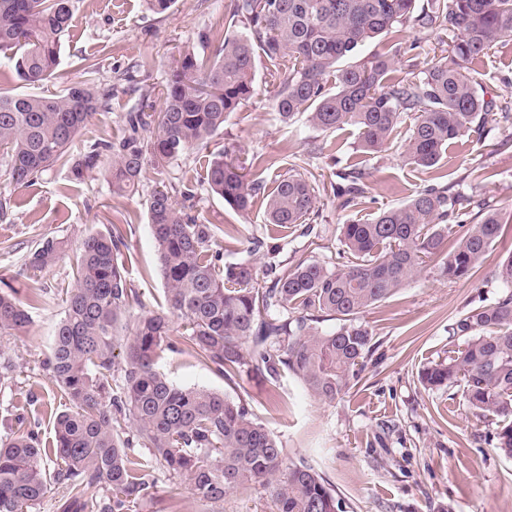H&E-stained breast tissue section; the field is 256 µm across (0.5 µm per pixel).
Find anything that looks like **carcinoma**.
<instances>
[{
  "instance_id": "cac0c4a2",
  "label": "carcinoma",
  "mask_w": 512,
  "mask_h": 512,
  "mask_svg": "<svg viewBox=\"0 0 512 512\" xmlns=\"http://www.w3.org/2000/svg\"><path fill=\"white\" fill-rule=\"evenodd\" d=\"M234 0L224 34L210 58L182 49L153 111L152 91L125 116L127 133L73 152L76 136L95 117L109 91L87 79L58 94L13 95L0 91V162L16 185L32 182L53 166L77 179L100 172L110 157L112 192L138 191L143 171L166 166L209 149L229 116L254 92L256 56L277 65L286 58L273 105L282 121L306 115L314 128H357L367 155L404 138L405 161L419 169L436 166L448 146L465 133L485 128L488 117L508 107L485 98L470 65L496 43L512 38V0ZM75 0H0V55L18 78L42 85L58 65ZM409 24L440 31L445 55L421 74L395 80V59L374 54L343 68L339 62L386 33ZM336 72V91L324 77ZM412 122L401 130L403 117ZM149 133L144 137L141 132ZM292 163L269 191L248 180L245 167L212 155L208 190L237 212L261 195L269 223L304 224L320 203L319 188ZM364 173L342 177L333 187L343 205L355 204ZM194 191L174 183L156 187L147 199L148 224L165 284L166 309L127 323L140 303L130 288L117 225L85 238L66 288L64 316L45 361L70 403L53 417L54 438L42 444L33 428L0 445V512H27L48 490L67 492L62 512H134L154 495L148 462L116 430L118 417L132 420L138 443L172 477L188 481L201 500L217 504L239 487L268 489L275 512H344L336 492L305 460H287L280 442L257 424L245 405L203 387L178 385L160 373L158 352L190 347L226 379L251 362L274 381L297 377L314 395L333 401L357 376L372 337L355 324L364 309L408 285L425 259L435 255L465 198L431 185L406 204L341 227L347 262L331 270L298 259L292 266L271 261L269 281H259L248 263L216 272L214 250L221 229L185 213ZM486 211L469 224L448 254L443 273L468 278L500 237V214ZM66 241L44 237L21 272L53 266ZM498 277L511 289L495 305L472 309L455 334L464 348L421 370L430 387H463L472 410L499 418L497 448L512 457V253ZM31 299L0 289V333L30 323ZM322 317L341 321L330 334L312 326ZM100 485L111 495L97 498Z\"/></svg>"
}]
</instances>
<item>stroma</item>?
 I'll use <instances>...</instances> for the list:
<instances>
[{
  "mask_svg": "<svg viewBox=\"0 0 512 512\" xmlns=\"http://www.w3.org/2000/svg\"><path fill=\"white\" fill-rule=\"evenodd\" d=\"M231 0H177L165 14L148 10L145 0H77L60 63L45 90L58 92L71 83L95 77L111 88L112 96L82 130L75 146L113 141L125 132L124 116L137 103L118 73L132 76L143 87L162 89L174 59L185 43L212 54L224 32ZM441 38L405 26L397 36H385L364 47L361 58L395 55L402 65L394 78L423 71ZM148 70H139L142 59ZM473 76L487 97L512 96V41L496 44L473 65ZM280 70L258 60L254 95L231 114L211 151L254 162V174L265 186L301 159L307 176L321 187L319 210L309 223L277 230L269 224L263 205L247 214L225 206L207 189L208 159L204 155L165 167L147 168L133 195H117L105 174L75 179L68 168L54 167L17 186L0 170V199L8 214L0 217V289L20 294L37 292L40 300L23 329L0 333V359L13 366L10 380L0 385V443L20 431L25 422L39 421L42 440H52L53 424L45 407L62 411L60 399L44 362L52 335L64 312V291L72 281L76 256L89 235L106 231L110 221L122 227L131 261L127 281L144 309H165L164 281L157 248L148 224L145 201L159 183L175 179L196 191L188 214L205 224L223 225L216 248L223 264L249 263L265 274L267 250L276 245L282 263L300 258L342 267L339 242L343 224L372 218L381 210L407 203L432 184L473 201L465 223L479 222L476 201H488L501 216H512V121L488 123L483 134H469L449 148L438 165L422 170L407 165L403 142L394 140L385 152L367 158L356 152L358 131L346 127L322 131L304 117L283 123L273 106ZM365 169V193L357 204L343 206L331 187L342 173ZM485 169L489 181H474L471 172ZM460 234L452 227L443 255L427 262L421 273L391 298L369 306L358 322L372 336L371 350L350 387L333 401L312 395L291 376L272 381L252 367L233 379L200 363L191 351L160 352L156 368L180 385L204 387L244 404L253 419L282 444L288 460L309 459L343 499L345 512H436L450 505L453 512H512V458L496 446L495 418L473 414L461 388H431L418 375L423 368L447 360L461 348L464 337L454 335L455 323L470 310L491 306L505 294L497 277L500 260L512 253V223L503 237L479 261L469 279L451 280L441 272L445 252ZM56 236L67 247L59 260L41 271L19 270L40 239ZM155 499L141 502L135 512H273L261 486L227 493L220 506H205L184 483L173 480L163 466L151 471Z\"/></svg>",
  "mask_w": 512,
  "mask_h": 512,
  "instance_id": "1",
  "label": "stroma"
}]
</instances>
